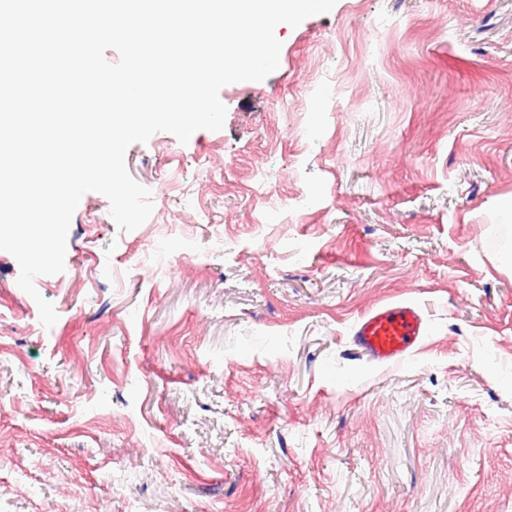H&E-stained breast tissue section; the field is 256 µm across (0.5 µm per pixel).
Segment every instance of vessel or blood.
<instances>
[{"mask_svg": "<svg viewBox=\"0 0 512 512\" xmlns=\"http://www.w3.org/2000/svg\"><path fill=\"white\" fill-rule=\"evenodd\" d=\"M427 331L419 307L400 302L361 316L353 331L355 350L377 364L396 365L413 354Z\"/></svg>", "mask_w": 512, "mask_h": 512, "instance_id": "1", "label": "vessel or blood"}]
</instances>
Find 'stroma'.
<instances>
[{"instance_id": "stroma-1", "label": "stroma", "mask_w": 512, "mask_h": 512, "mask_svg": "<svg viewBox=\"0 0 512 512\" xmlns=\"http://www.w3.org/2000/svg\"><path fill=\"white\" fill-rule=\"evenodd\" d=\"M221 130L131 145L65 270L0 251V512H512V0H337L277 26ZM416 303L401 364L356 321Z\"/></svg>"}]
</instances>
